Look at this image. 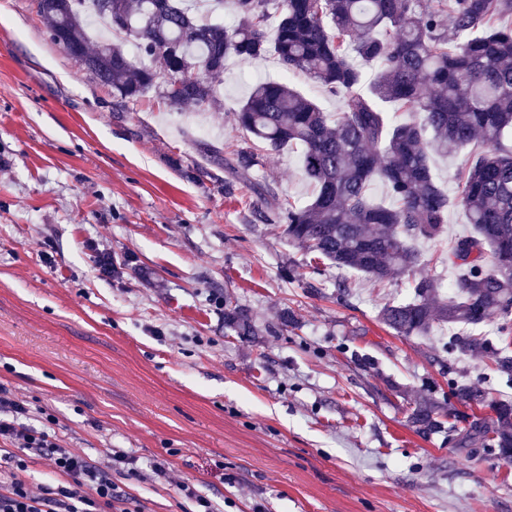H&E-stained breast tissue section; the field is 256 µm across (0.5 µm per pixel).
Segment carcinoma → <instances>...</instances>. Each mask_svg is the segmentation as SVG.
<instances>
[{"label": "carcinoma", "instance_id": "cac0c4a2", "mask_svg": "<svg viewBox=\"0 0 512 512\" xmlns=\"http://www.w3.org/2000/svg\"><path fill=\"white\" fill-rule=\"evenodd\" d=\"M230 0V26L198 14L190 0H92L115 37L95 45L85 31L82 0H38L37 15L52 40L92 79L123 102L147 93L173 106L212 108L215 80L230 58L275 55L285 73L300 71L342 99L336 114L323 111L286 81H260L247 95L239 125L253 145L225 152L208 143L202 153L245 178L259 165L257 150L301 149L313 185L305 204L282 200L265 183L252 182L266 203L261 218L281 224L288 242L319 261L364 274L380 285L421 264L417 243L439 242L448 206L464 209L473 232L458 237L448 264L458 271L454 289L421 277L412 295L389 301L379 320L398 335L428 334L436 323L461 327L450 339L462 353L488 354L512 376V355L473 332L491 318L512 315V152L500 141L512 135V0ZM133 44L142 56L127 51ZM377 71L362 90L367 65ZM180 82L170 95L174 82ZM408 114L392 119L384 108ZM454 176V195L437 179L431 159L475 144ZM381 182L389 204L370 194ZM224 326L252 336L248 315L224 299ZM448 398L466 406H490L492 434L480 445L486 457L512 461V403L488 402L479 383L453 385ZM446 403L413 402L409 423L426 435L443 427Z\"/></svg>", "mask_w": 512, "mask_h": 512}]
</instances>
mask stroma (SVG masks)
Segmentation results:
<instances>
[{"mask_svg":"<svg viewBox=\"0 0 512 512\" xmlns=\"http://www.w3.org/2000/svg\"><path fill=\"white\" fill-rule=\"evenodd\" d=\"M244 70L342 108L272 55L227 61L206 111L152 94L124 104L51 40L32 0H0V386L98 465L109 448L136 456L138 475L113 481L139 512H184L181 482L218 512H512V462L474 453L468 423L422 436L407 421L415 397L451 384L508 402L512 384L487 356L447 352L448 328L381 324L410 278L313 273L250 210L246 183L225 194L230 173L200 153L249 146ZM251 177L311 197L297 150L263 152ZM470 229L450 207L415 275L453 284L440 257ZM103 252L121 273H98ZM228 297L255 335L225 329Z\"/></svg>","mask_w":512,"mask_h":512,"instance_id":"stroma-1","label":"stroma"}]
</instances>
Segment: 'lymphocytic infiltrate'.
<instances>
[{
  "label": "lymphocytic infiltrate",
  "mask_w": 512,
  "mask_h": 512,
  "mask_svg": "<svg viewBox=\"0 0 512 512\" xmlns=\"http://www.w3.org/2000/svg\"><path fill=\"white\" fill-rule=\"evenodd\" d=\"M28 413L0 387V439L11 444L10 450L0 453V512H125L112 477L133 473L134 458L109 449L112 465L103 470L59 444L53 417H46L37 429L27 424ZM32 455L50 456L67 483L32 489L22 477Z\"/></svg>",
  "instance_id": "1"
}]
</instances>
